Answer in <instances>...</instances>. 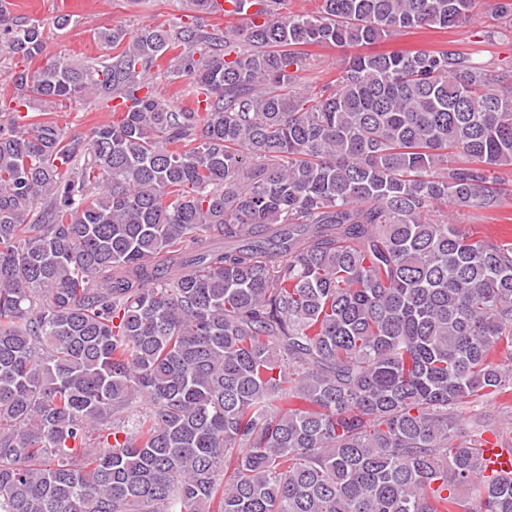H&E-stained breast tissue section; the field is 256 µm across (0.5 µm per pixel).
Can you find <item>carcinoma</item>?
Wrapping results in <instances>:
<instances>
[{"label":"carcinoma","instance_id":"1","mask_svg":"<svg viewBox=\"0 0 512 512\" xmlns=\"http://www.w3.org/2000/svg\"><path fill=\"white\" fill-rule=\"evenodd\" d=\"M210 2L10 76L17 109L120 116L0 118V512H512L479 462L484 404L512 424V242L449 214L512 202V70L368 53L297 91L302 46L512 0H253L222 30ZM44 30L0 11V56ZM166 55L203 108L156 95ZM55 112L46 116L54 119L68 135L86 136L93 126L112 120V112H102L94 103L82 102L68 106L55 107Z\"/></svg>","mask_w":512,"mask_h":512}]
</instances>
